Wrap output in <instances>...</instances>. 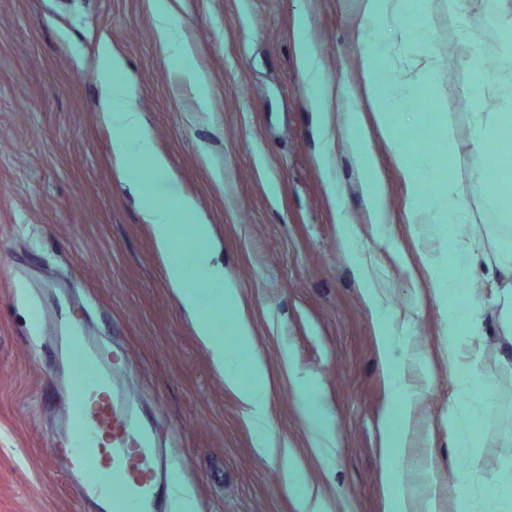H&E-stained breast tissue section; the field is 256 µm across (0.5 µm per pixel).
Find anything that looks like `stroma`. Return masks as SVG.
Returning <instances> with one entry per match:
<instances>
[{
	"label": "stroma",
	"mask_w": 512,
	"mask_h": 512,
	"mask_svg": "<svg viewBox=\"0 0 512 512\" xmlns=\"http://www.w3.org/2000/svg\"><path fill=\"white\" fill-rule=\"evenodd\" d=\"M175 23L211 81L210 109H195L154 35L152 0H0V512H93L51 454L68 399L49 368L43 317L67 288L86 307L92 334L121 344L127 380L159 446L175 453L167 512H301L283 469L293 464L325 499L327 512H387L402 491L423 497L415 463L436 459L438 512H461L450 415L474 396L448 361L445 311L429 265L448 247L404 212L410 196L366 101L358 0H174ZM489 0H471L470 48L457 43L444 0L426 23L442 60L439 93L458 143L456 175L482 255L478 278L485 334L479 367L491 396L481 416L471 488L494 476L488 458L512 464V343L499 325L496 252L512 246L472 142L470 52H483L480 26L493 20L499 51L512 57V30ZM307 13L331 80L361 98L387 183L393 222L378 239L359 165L339 144L323 165L311 94L293 50L295 19ZM108 39L125 62L152 131V146L180 191L211 225L227 287L236 289L253 353L269 386L268 415L281 455H261L236 392L198 339L170 290L165 261L111 151L100 114L95 53ZM345 204L361 235L349 255L336 222ZM371 276L385 306L410 317L404 393L416 427L401 477L384 480L381 422L393 393L381 368L380 327L362 281ZM315 396L333 424L332 459L320 460L302 416Z\"/></svg>",
	"instance_id": "35a3bbf8"
}]
</instances>
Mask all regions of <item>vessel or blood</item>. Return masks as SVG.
<instances>
[{"label": "vessel or blood", "instance_id": "1", "mask_svg": "<svg viewBox=\"0 0 512 512\" xmlns=\"http://www.w3.org/2000/svg\"><path fill=\"white\" fill-rule=\"evenodd\" d=\"M54 325L55 362L69 400L62 469L100 512H163L169 460L138 420L111 350L74 319L70 297L55 298Z\"/></svg>", "mask_w": 512, "mask_h": 512}]
</instances>
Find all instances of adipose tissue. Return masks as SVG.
I'll return each instance as SVG.
<instances>
[{
	"mask_svg": "<svg viewBox=\"0 0 512 512\" xmlns=\"http://www.w3.org/2000/svg\"><path fill=\"white\" fill-rule=\"evenodd\" d=\"M429 0H359L361 38L371 39L382 32L399 35L415 46L412 77L405 84L385 79V63L373 52L365 51L362 71L368 98L379 127L397 161L403 182L411 191V204L406 218L412 224H425L433 235L448 245L447 263L434 266L437 296L446 313L445 334L448 357L456 359L462 335L484 333V317L480 303L464 299L462 285L469 281L480 263V255L471 244L464 226L465 207L454 168L456 143L448 123V106L436 95L435 76L442 61L434 52L433 31L421 23ZM172 0H155V37L168 55L175 74L189 83L195 94L196 109L208 111L211 84L195 62L191 45L172 23ZM298 64L311 93L312 107L325 138H332L329 108L332 102L346 103L342 114V133L361 171L367 175L365 193L373 223L389 222L386 208V185L379 177L371 140L365 130L361 112L349 106L351 92L345 82L326 80L320 53L309 34V19L300 16L295 37ZM125 63L108 42L97 49L96 69L101 90L104 122L112 131V157L122 166L139 160L146 161L156 178L172 179L167 159L154 152L151 131L140 110L138 97L128 82L115 80ZM472 72L471 94L492 90L490 111L476 113L474 142L482 151L485 163L479 178L493 187L492 203L504 223L512 222V85L496 79L481 55L469 58ZM442 143V152L427 145L428 139ZM141 216L150 224L157 250L166 261V278L172 292L187 310L196 306L197 290L185 277L182 255L191 252L198 268L199 279L220 285L215 295L217 311L233 317L231 336H224L212 320L199 318L195 330L208 349L212 360L224 378L225 385L238 395L244 414L258 436H267L269 420L266 413L268 386L261 362L250 349L252 333L248 323L238 317V295L235 289L223 288L224 267L216 263V246L211 226L196 202L178 189L158 195L149 185L139 190ZM405 323L384 324L380 336V354L390 376L394 392L402 390L401 368L406 360V347L400 337ZM413 422V404L402 401L396 415L385 418L384 426L390 443L385 460L387 475H397L404 458Z\"/></svg>",
	"mask_w": 512,
	"mask_h": 512,
	"instance_id": "1",
	"label": "adipose tissue"
}]
</instances>
